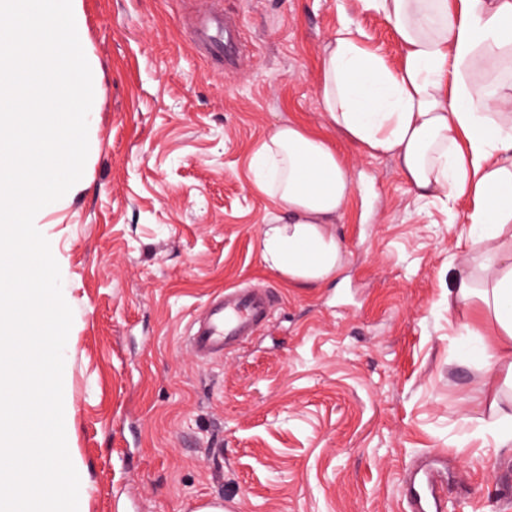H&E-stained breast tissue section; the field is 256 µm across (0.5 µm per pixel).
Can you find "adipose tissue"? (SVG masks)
<instances>
[{"instance_id":"adipose-tissue-1","label":"adipose tissue","mask_w":512,"mask_h":512,"mask_svg":"<svg viewBox=\"0 0 512 512\" xmlns=\"http://www.w3.org/2000/svg\"><path fill=\"white\" fill-rule=\"evenodd\" d=\"M393 27L398 67L342 24L320 61V102L356 149L396 159L418 198H466L479 269L456 266L449 303L480 302L500 340L477 356L512 357V250L495 239L512 224V94L467 81L476 55L512 50V0H365ZM257 183L280 202L260 237L266 265L291 283L335 277L343 247L333 226L352 192L348 171L322 136L274 127L254 154Z\"/></svg>"}]
</instances>
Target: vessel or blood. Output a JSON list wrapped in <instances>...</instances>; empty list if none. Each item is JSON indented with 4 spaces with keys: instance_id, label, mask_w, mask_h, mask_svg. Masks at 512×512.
I'll return each mask as SVG.
<instances>
[{
    "instance_id": "1",
    "label": "vessel or blood",
    "mask_w": 512,
    "mask_h": 512,
    "mask_svg": "<svg viewBox=\"0 0 512 512\" xmlns=\"http://www.w3.org/2000/svg\"><path fill=\"white\" fill-rule=\"evenodd\" d=\"M211 54L224 52L227 33L223 18H214L201 33ZM272 300L267 291L256 288H229L215 297L202 320L195 322L186 341L202 359L223 356L240 341L253 335L266 322ZM405 512H441L437 479L422 469L411 478L405 493Z\"/></svg>"
}]
</instances>
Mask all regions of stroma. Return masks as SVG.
<instances>
[{
  "label": "stroma",
  "mask_w": 512,
  "mask_h": 512,
  "mask_svg": "<svg viewBox=\"0 0 512 512\" xmlns=\"http://www.w3.org/2000/svg\"><path fill=\"white\" fill-rule=\"evenodd\" d=\"M100 95L79 188L34 224L73 312L64 349L68 447L82 512H403L401 477L429 461L445 512H512V447L486 430L512 412L481 303L449 305L452 265H478L468 200L418 199L395 162L351 148L319 99V61L344 22L389 66L401 48L364 0H81ZM219 13L234 63L194 31ZM326 137L353 193L336 220L334 280L291 284L259 240L280 207L251 166L270 130ZM278 301L224 358L187 348L190 324L232 287ZM470 335H459V324Z\"/></svg>",
  "instance_id": "35a3bbf8"
}]
</instances>
